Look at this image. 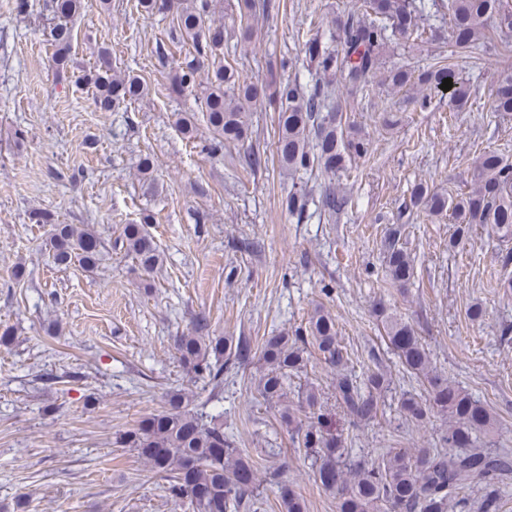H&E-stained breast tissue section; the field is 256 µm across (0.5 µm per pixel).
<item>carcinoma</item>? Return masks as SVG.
<instances>
[{"mask_svg": "<svg viewBox=\"0 0 512 512\" xmlns=\"http://www.w3.org/2000/svg\"><path fill=\"white\" fill-rule=\"evenodd\" d=\"M143 12L171 16L172 28L180 33L182 45H190L173 84L185 91L206 75L204 97L209 136L203 150L215 155L228 143L248 138V114L252 107L268 101L275 105L278 135L275 154L283 170L294 177L320 170L330 178L347 169L348 162L368 153V142L355 124L348 121L340 103L330 104V83L339 79L346 92L368 91L373 82L398 90H416V103L425 110L430 92L440 90L443 80L452 79L448 111L459 112L468 103L469 88L456 71L442 59L416 74L383 61L392 43L428 42L433 31L421 26L423 20L450 11L453 42L450 54L478 49L486 31L512 32V0H364L363 8L340 21L330 35L331 44L317 36L304 41L311 65L306 85L295 81L272 87L249 81L224 58V26L215 23L216 0H139ZM81 8V0H50L48 42L54 48L52 60L58 76L69 78L72 32L66 19ZM254 0H240L239 31L243 41L253 37ZM76 83L93 88L96 105L111 112L135 102L146 93L136 76L112 73L109 49L100 50L98 68L76 77ZM492 111L512 115V72L499 76ZM346 195L329 182L320 196V208L335 215L348 204ZM410 205L431 216L452 215L455 230L449 246L467 240L473 227L481 225L503 242L512 241V161L495 151H484L474 162L470 190L455 201L447 194L423 186L413 188ZM282 206L297 222L309 218L307 199L296 191L288 193ZM141 224L123 227V243L141 270L153 273L162 264V254ZM35 224L53 225L49 252L58 265L73 260L91 267L100 259L104 242L91 230L71 224H56L51 214H33ZM399 230L386 238V268L391 284L404 290L414 279L410 255L399 244ZM388 344L403 367L424 378L427 395L407 392L400 409L407 423L421 427L433 414L448 417L440 435L441 447L416 448L412 452L394 449L379 457H353L342 436L333 433L316 386L307 384L297 391L298 405L288 407V379L301 372L309 361L307 346L336 371L333 383L336 405L352 426L369 424L380 417L383 395L390 386L380 366L358 377L346 371L348 353L338 339L336 320L323 308H314L305 326L306 336H264L258 345L243 336H211L208 318L195 317L193 330L175 338L179 361L187 374L219 387L224 370L241 368L259 352L261 362L254 382L257 397L278 404L279 425L292 444L305 452L314 468L315 483L336 498V512H448L466 504L451 503L455 490L481 486L477 512H502L500 479L512 474V453L504 448H478L481 434L489 432L494 418L489 410L466 390L448 383L432 367L427 344L402 319L376 312ZM123 448H133L150 467L167 481L169 496L186 512H250L258 496L260 463L224 436V422L193 404L186 394H171L166 406L141 419L116 438ZM456 448L458 452L448 453ZM282 467L266 472V482L275 495L279 512H306L305 501L284 480Z\"/></svg>", "mask_w": 512, "mask_h": 512, "instance_id": "1", "label": "carcinoma"}]
</instances>
